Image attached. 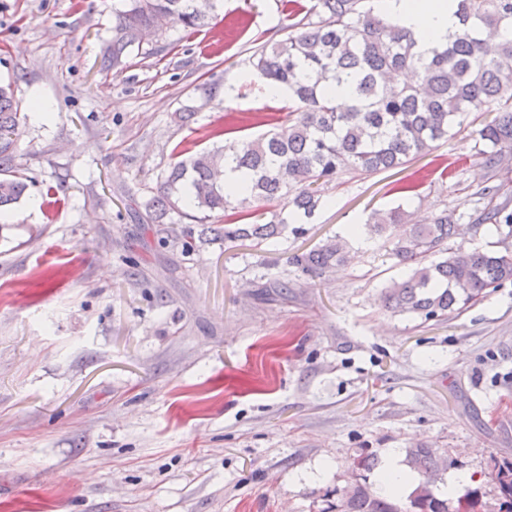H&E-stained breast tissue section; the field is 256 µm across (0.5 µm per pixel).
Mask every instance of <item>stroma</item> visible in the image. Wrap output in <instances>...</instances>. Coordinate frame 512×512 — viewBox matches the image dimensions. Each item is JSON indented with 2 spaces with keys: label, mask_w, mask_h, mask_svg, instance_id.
Returning <instances> with one entry per match:
<instances>
[{
  "label": "stroma",
  "mask_w": 512,
  "mask_h": 512,
  "mask_svg": "<svg viewBox=\"0 0 512 512\" xmlns=\"http://www.w3.org/2000/svg\"><path fill=\"white\" fill-rule=\"evenodd\" d=\"M124 0H0V81L28 115L15 164L30 187L0 213V512H312L358 453L426 446L475 476L512 459V282L444 320L384 307L408 270L353 236L376 209L467 217L448 242L501 250L473 221L491 173L469 129L409 164L325 189L310 223L258 244L191 243L189 209H147L180 150L287 120L249 56L280 39L282 0H219L193 36L101 70ZM215 83L213 95L200 90ZM46 105L44 119L34 117ZM195 109L179 125L175 112ZM416 183L418 193L406 192ZM315 277L296 255L333 239ZM343 244L338 239L330 240L320 248L295 257L297 265L316 275H322L326 270L339 265L345 259Z\"/></svg>",
  "instance_id": "stroma-1"
}]
</instances>
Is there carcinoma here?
Segmentation results:
<instances>
[{
    "mask_svg": "<svg viewBox=\"0 0 512 512\" xmlns=\"http://www.w3.org/2000/svg\"><path fill=\"white\" fill-rule=\"evenodd\" d=\"M215 8L216 0H129L113 16L101 68L120 73L131 55L153 54L160 18L192 33L209 24ZM286 11V36L256 46L252 66L268 85L288 92V123L254 138H227L173 165L151 199L155 220L182 203L202 213V235L265 242L287 223H308L328 184L404 166L433 150L472 112L491 114L471 132L485 164L512 172V0H457L458 29L427 48L363 0H316L308 10L287 0ZM338 87L348 89L350 102L336 101ZM21 119L11 85H0V209L29 188L14 166ZM226 167L239 174L237 182L224 181ZM502 189L487 185L477 192L481 221L507 227L511 237L512 197ZM462 219L444 209L427 224H412L399 205L353 225L352 234L372 238L405 226L390 255L409 274L385 289L389 307L439 320L512 281L511 249H448ZM344 259L336 239L295 262L321 275ZM405 453L414 477L406 497L375 475V454L360 453L350 463L358 487L336 498L341 512H484L477 488L466 486L454 499L436 493L440 469L431 449ZM491 479L497 512H512V461L494 462Z\"/></svg>",
    "mask_w": 512,
    "mask_h": 512,
    "instance_id": "cac0c4a2",
    "label": "carcinoma"
}]
</instances>
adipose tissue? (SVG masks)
<instances>
[{
	"label": "adipose tissue",
	"mask_w": 512,
	"mask_h": 512,
	"mask_svg": "<svg viewBox=\"0 0 512 512\" xmlns=\"http://www.w3.org/2000/svg\"><path fill=\"white\" fill-rule=\"evenodd\" d=\"M384 10L411 29L420 44L445 43L458 26L454 0H381Z\"/></svg>",
	"instance_id": "ef3b65f1"
}]
</instances>
